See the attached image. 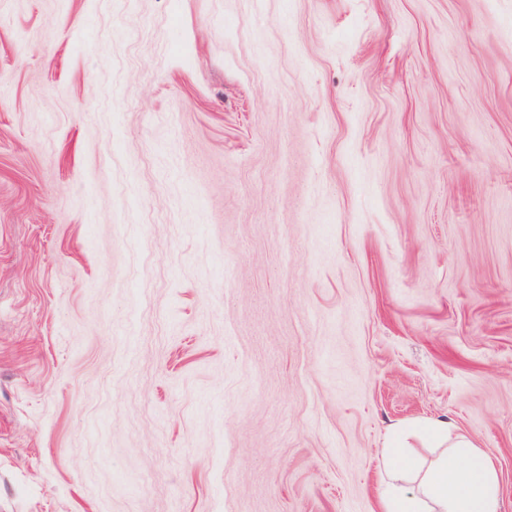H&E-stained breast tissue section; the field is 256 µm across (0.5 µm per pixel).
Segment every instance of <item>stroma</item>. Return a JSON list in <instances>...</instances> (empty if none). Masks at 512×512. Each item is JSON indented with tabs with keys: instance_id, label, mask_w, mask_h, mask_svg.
Returning <instances> with one entry per match:
<instances>
[{
	"instance_id": "stroma-1",
	"label": "stroma",
	"mask_w": 512,
	"mask_h": 512,
	"mask_svg": "<svg viewBox=\"0 0 512 512\" xmlns=\"http://www.w3.org/2000/svg\"><path fill=\"white\" fill-rule=\"evenodd\" d=\"M436 418L512 512V0H0V512H383Z\"/></svg>"
}]
</instances>
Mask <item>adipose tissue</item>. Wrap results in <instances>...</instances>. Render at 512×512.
<instances>
[{
	"label": "adipose tissue",
	"instance_id": "obj_1",
	"mask_svg": "<svg viewBox=\"0 0 512 512\" xmlns=\"http://www.w3.org/2000/svg\"><path fill=\"white\" fill-rule=\"evenodd\" d=\"M423 435L432 444L446 446L447 451L423 469L415 459L403 454L407 437L399 435L398 452L386 460L393 484L385 512H502L499 474L484 452L445 420L428 422ZM418 470L423 473L418 492L406 496L400 484Z\"/></svg>",
	"mask_w": 512,
	"mask_h": 512
}]
</instances>
